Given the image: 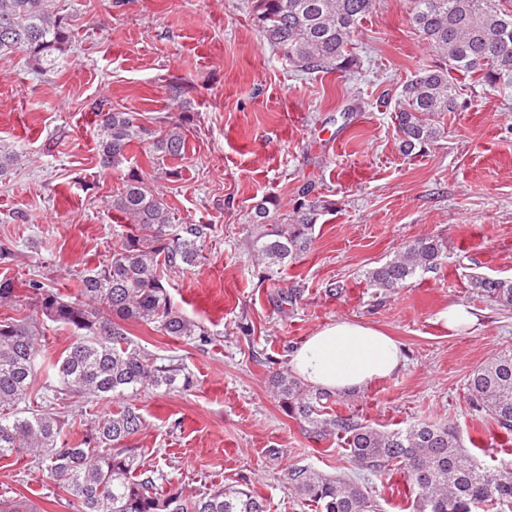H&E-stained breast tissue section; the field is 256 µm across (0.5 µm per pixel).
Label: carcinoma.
<instances>
[{
	"label": "carcinoma",
	"mask_w": 512,
	"mask_h": 512,
	"mask_svg": "<svg viewBox=\"0 0 512 512\" xmlns=\"http://www.w3.org/2000/svg\"><path fill=\"white\" fill-rule=\"evenodd\" d=\"M512 0H410L408 20L443 59L403 83L394 121L399 149L415 155L440 137L438 117L461 108L451 72L483 85L512 81ZM375 0H247L264 38L277 54L307 75L347 72L355 66L352 45L358 25ZM70 39L51 0H0V53H28L40 71L55 68ZM101 163L119 169L130 151L148 144L152 168L185 150L184 124L159 121L146 127L133 112L97 108ZM130 232L106 261L81 272L77 295L64 297L31 278L27 288L36 312L71 327L76 339L50 362L29 318L0 317V458L23 452L77 504V512H267L264 501L243 488H222L194 498L157 484L140 468L141 449L124 442L141 430L140 408L127 403L97 420L81 442L59 441L65 420L46 410L20 408L44 362L57 372L62 404L75 397H110L147 390H184L191 385L179 363L156 364L134 344L124 322L141 323L167 336L205 340L207 332L180 313L165 286V273L184 270L202 257L209 224H176L163 198L144 178L130 174L112 196ZM324 201L301 193L291 212L265 200L253 207L251 248L270 270L301 258L311 246ZM446 247L435 237L418 238L395 257L366 273L370 285L391 291L419 272L435 269ZM472 287L490 301L512 308V280L474 276ZM469 404L493 418L512 452V351L480 364L467 382ZM276 394L289 416L320 436L345 438L352 460L375 475L401 471L419 512H512V463L490 472L462 448L451 427L427 422L404 430H381L355 417L330 413L332 394L289 375L276 380ZM291 487L319 512H378L365 487L296 468Z\"/></svg>",
	"instance_id": "carcinoma-1"
}]
</instances>
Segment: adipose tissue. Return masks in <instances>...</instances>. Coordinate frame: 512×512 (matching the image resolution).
<instances>
[{
    "mask_svg": "<svg viewBox=\"0 0 512 512\" xmlns=\"http://www.w3.org/2000/svg\"><path fill=\"white\" fill-rule=\"evenodd\" d=\"M402 363L401 349L390 336L347 320L319 329L292 357V366L304 381L333 393L388 378Z\"/></svg>",
    "mask_w": 512,
    "mask_h": 512,
    "instance_id": "obj_1",
    "label": "adipose tissue"
}]
</instances>
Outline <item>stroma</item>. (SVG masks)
Wrapping results in <instances>:
<instances>
[{
	"label": "stroma",
	"mask_w": 512,
	"mask_h": 512,
	"mask_svg": "<svg viewBox=\"0 0 512 512\" xmlns=\"http://www.w3.org/2000/svg\"><path fill=\"white\" fill-rule=\"evenodd\" d=\"M71 39L52 71L22 51L0 53V145L14 162L0 176V244L14 253L0 278L17 299L0 317L34 316L25 280L69 296L77 275L120 245L112 197L124 171L101 166L93 108L138 112L155 127L188 115L179 175L157 177L144 157L130 168L179 224H208L201 260L170 272L174 306L207 331L200 344L134 322L148 353L179 360L188 390L134 397L144 417L127 441L144 468L186 496L249 489L268 512H317L288 482L302 467L353 479L381 512H415L401 475L359 470L342 438H315L288 416L273 381L298 347L342 320L395 338L406 362L393 376L336 397L337 412L382 430L429 421L461 441L496 425L469 404L473 368L512 350V308L472 288V276L512 278V85L465 76L463 107L442 114L444 133L404 156L392 119L395 93L439 57L408 21V0H376L362 19L350 72L305 75L276 55L245 0H53ZM182 86L174 96V86ZM311 187L329 202L310 250L276 275L250 246V212L269 199L292 210ZM436 236L441 265L390 292L365 273L411 241ZM473 324L449 330L448 306ZM0 500L39 512H76L71 498L28 458L0 459Z\"/></svg>",
	"instance_id": "stroma-1"
}]
</instances>
